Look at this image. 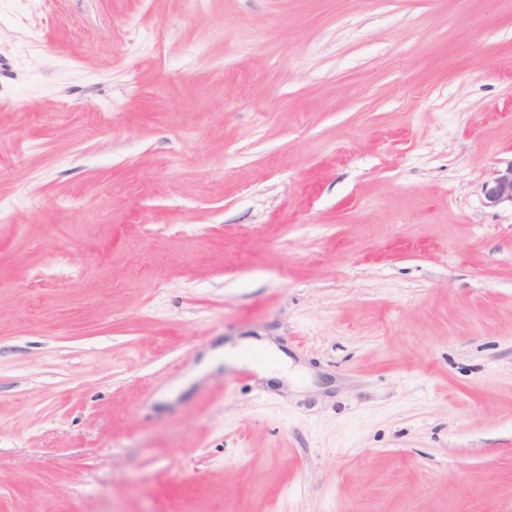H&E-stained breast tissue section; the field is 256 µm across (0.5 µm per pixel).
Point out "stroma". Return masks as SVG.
Segmentation results:
<instances>
[{
  "label": "stroma",
  "instance_id": "1",
  "mask_svg": "<svg viewBox=\"0 0 512 512\" xmlns=\"http://www.w3.org/2000/svg\"><path fill=\"white\" fill-rule=\"evenodd\" d=\"M511 164L512 0H0V512H512ZM484 195L490 206L511 205L512 207V164L498 170L494 177L485 183Z\"/></svg>",
  "mask_w": 512,
  "mask_h": 512
}]
</instances>
